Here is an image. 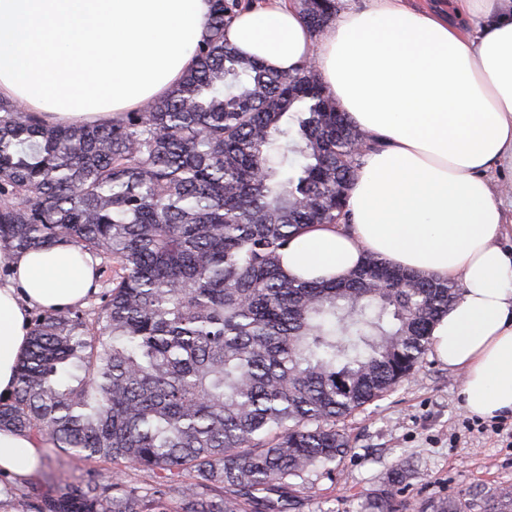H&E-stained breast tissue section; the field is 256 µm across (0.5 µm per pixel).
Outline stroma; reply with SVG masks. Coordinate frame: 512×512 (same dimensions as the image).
I'll list each match as a JSON object with an SVG mask.
<instances>
[{
    "label": "stroma",
    "instance_id": "35a3bbf8",
    "mask_svg": "<svg viewBox=\"0 0 512 512\" xmlns=\"http://www.w3.org/2000/svg\"><path fill=\"white\" fill-rule=\"evenodd\" d=\"M462 376L426 354L414 373L383 397L341 420L350 440L328 469L309 477L302 512H361L365 492L397 464L411 472L401 494L410 504L512 487V417L486 421L461 404ZM46 463L30 480L47 491L57 477L104 480L113 467L46 446Z\"/></svg>",
    "mask_w": 512,
    "mask_h": 512
}]
</instances>
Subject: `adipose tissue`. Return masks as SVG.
Masks as SVG:
<instances>
[{
	"mask_svg": "<svg viewBox=\"0 0 512 512\" xmlns=\"http://www.w3.org/2000/svg\"><path fill=\"white\" fill-rule=\"evenodd\" d=\"M212 0H0V97L51 124L116 119L165 96L196 63ZM240 55L293 72L315 61L339 111L376 140L347 192L348 224H313L281 257L304 281L347 279L371 254L461 295L430 347L461 372L462 407L512 416V199L488 172L512 171V0H369L314 35L289 0L239 10L224 32ZM97 258L67 242L0 246V397L33 311L81 305ZM45 463L41 439L0 429V472L23 481Z\"/></svg>",
	"mask_w": 512,
	"mask_h": 512,
	"instance_id": "adipose-tissue-1",
	"label": "adipose tissue"
}]
</instances>
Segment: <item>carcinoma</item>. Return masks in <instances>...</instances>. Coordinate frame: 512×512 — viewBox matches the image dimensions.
Listing matches in <instances>:
<instances>
[{
	"instance_id": "1",
	"label": "carcinoma",
	"mask_w": 512,
	"mask_h": 512,
	"mask_svg": "<svg viewBox=\"0 0 512 512\" xmlns=\"http://www.w3.org/2000/svg\"><path fill=\"white\" fill-rule=\"evenodd\" d=\"M214 0L195 67L119 119L49 125L0 99V243L67 241L113 264L95 321L41 314L0 403V427L118 472L32 491L25 512H287L349 447L338 421L392 390L426 354L459 286L374 257L344 281L283 274L311 224H345L358 157L373 148L322 92L315 65L275 72L224 29ZM313 33L336 0H300ZM407 471L366 494L400 512ZM512 512V489L482 499ZM436 498L417 512H471Z\"/></svg>"
}]
</instances>
